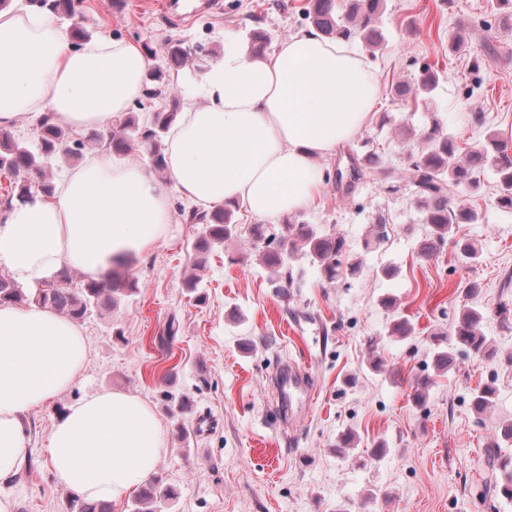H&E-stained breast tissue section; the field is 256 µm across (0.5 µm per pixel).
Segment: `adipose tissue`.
<instances>
[{
  "label": "adipose tissue",
  "instance_id": "1",
  "mask_svg": "<svg viewBox=\"0 0 512 512\" xmlns=\"http://www.w3.org/2000/svg\"><path fill=\"white\" fill-rule=\"evenodd\" d=\"M147 69L133 44L93 38L75 49L51 13L0 10V127L47 111L74 129L109 125L144 95ZM202 85L206 104L186 107L167 135L169 184L137 156L95 158L54 198L36 193L0 209V267L25 285L64 268L108 280L113 262L166 236L171 187L201 205L242 202L270 222L306 209L322 181L316 157L357 134L380 96L357 56L314 28L268 55L225 47ZM87 359L86 338L69 318L0 305V486L32 452L28 415L67 391ZM48 448L60 483L118 501L154 474L162 420L138 396L101 390L67 408Z\"/></svg>",
  "mask_w": 512,
  "mask_h": 512
}]
</instances>
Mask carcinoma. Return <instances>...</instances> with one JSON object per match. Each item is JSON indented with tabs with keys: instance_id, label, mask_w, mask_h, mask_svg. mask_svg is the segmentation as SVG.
Instances as JSON below:
<instances>
[{
	"instance_id": "obj_1",
	"label": "carcinoma",
	"mask_w": 512,
	"mask_h": 512,
	"mask_svg": "<svg viewBox=\"0 0 512 512\" xmlns=\"http://www.w3.org/2000/svg\"><path fill=\"white\" fill-rule=\"evenodd\" d=\"M35 6L51 11L56 17L65 19L75 13V0H30ZM382 9V0H308L307 13L312 27L331 39L352 41L360 39L369 49L380 48L385 35L377 24ZM190 51L180 42L167 44L166 64L180 67ZM438 84V73L431 68L423 69L412 89L398 85L394 94L407 97L433 91ZM179 115L178 106L166 112H156L147 124L129 114L120 124L119 131L106 128L90 134L91 140L109 152L122 155L133 147L143 149L150 157L154 168L166 171L164 140L169 129ZM426 146L412 156L407 172L409 182L415 186L421 203V221L429 225L430 234L422 244L421 251L428 253L437 245L443 244L454 234V226L471 224L476 214L458 202V192L462 188H476V174L489 164L497 168L500 181L498 205L512 210V157L506 153L505 145L498 134L487 137V145L476 148L460 157L451 136L442 128L434 126L423 136ZM79 156L78 148L70 145L69 133L58 124L53 115L47 113L41 120L38 142L30 146L14 136L9 130L0 129V173L13 179L11 196L7 203L23 200L32 188H37L45 196L54 194L55 184L47 174V169L55 158ZM182 218L187 224L203 226L201 235L195 240L193 251L198 257L196 266H201L206 256L217 245L236 235L237 222L235 208L229 204L211 210L181 208ZM252 245L262 253V258L270 270L285 284L294 281L293 268L287 259L298 251L318 263L321 279L333 284L343 273L355 272L360 263L350 261L345 240L334 234H320L308 224H299L291 219L284 220L280 234L269 232L265 224L251 227ZM70 273L62 271L56 279L45 281L36 288L24 289L15 280L0 275V304L13 303L24 306L35 304L49 307L72 319L86 316L92 305L115 304L120 297L137 290V282L128 275L112 272V279L106 282L89 280L84 287L74 290L67 287ZM484 312L474 308L463 310L454 321L451 337L455 344L480 355L487 348V338L482 332ZM495 395V388L485 385L476 390L473 404L481 413L489 407ZM491 477L484 484L480 495L482 501L503 497L512 501V455L502 451L499 442L494 441L486 448ZM177 498L173 488L162 484L159 478L143 487L134 499V512H152L155 504ZM65 512H108L104 502H89L77 495H70Z\"/></svg>"
}]
</instances>
